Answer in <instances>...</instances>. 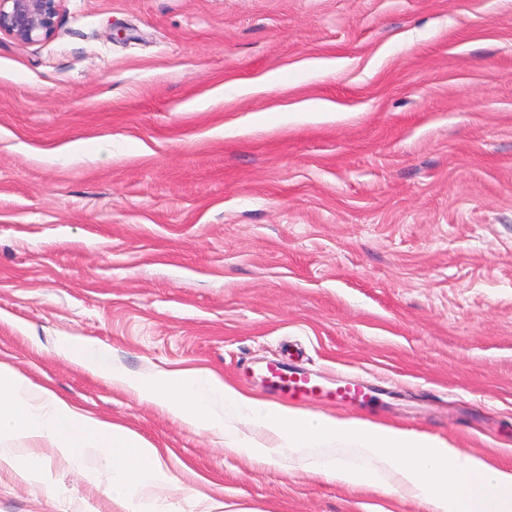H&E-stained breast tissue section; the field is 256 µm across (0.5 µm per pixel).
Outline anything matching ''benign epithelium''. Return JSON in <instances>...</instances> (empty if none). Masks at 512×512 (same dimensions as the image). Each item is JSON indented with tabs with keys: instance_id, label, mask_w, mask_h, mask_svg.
Here are the masks:
<instances>
[{
	"instance_id": "benign-epithelium-1",
	"label": "benign epithelium",
	"mask_w": 512,
	"mask_h": 512,
	"mask_svg": "<svg viewBox=\"0 0 512 512\" xmlns=\"http://www.w3.org/2000/svg\"><path fill=\"white\" fill-rule=\"evenodd\" d=\"M63 0H0V32L27 43L50 39Z\"/></svg>"
}]
</instances>
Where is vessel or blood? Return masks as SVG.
<instances>
[{"instance_id":"vessel-or-blood-1","label":"vessel or blood","mask_w":512,"mask_h":512,"mask_svg":"<svg viewBox=\"0 0 512 512\" xmlns=\"http://www.w3.org/2000/svg\"><path fill=\"white\" fill-rule=\"evenodd\" d=\"M261 376L271 390L282 393L298 403H304L317 397L338 404L361 403L370 394L369 387L362 382H348L327 388L309 376L286 372L277 364L265 366L261 371Z\"/></svg>"}]
</instances>
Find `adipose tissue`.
I'll use <instances>...</instances> for the list:
<instances>
[{
    "label": "adipose tissue",
    "mask_w": 512,
    "mask_h": 512,
    "mask_svg": "<svg viewBox=\"0 0 512 512\" xmlns=\"http://www.w3.org/2000/svg\"><path fill=\"white\" fill-rule=\"evenodd\" d=\"M59 349L86 370L132 389L184 423L223 434L252 458H297L305 471L340 484L371 486L421 501L427 512H512V467L428 434L313 414L244 393L209 369L135 376L112 366L94 341L62 338ZM252 426L255 436L228 426ZM49 442L88 480L109 472L125 512H144L151 488L171 476L158 448L135 432L85 415L47 386L0 364V438Z\"/></svg>",
    "instance_id": "adipose-tissue-1"
}]
</instances>
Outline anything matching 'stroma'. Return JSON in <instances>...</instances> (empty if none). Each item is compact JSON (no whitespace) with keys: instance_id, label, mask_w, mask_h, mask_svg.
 Wrapping results in <instances>:
<instances>
[{"instance_id":"stroma-1","label":"stroma","mask_w":512,"mask_h":512,"mask_svg":"<svg viewBox=\"0 0 512 512\" xmlns=\"http://www.w3.org/2000/svg\"><path fill=\"white\" fill-rule=\"evenodd\" d=\"M270 360L375 402L308 411L512 464V0H63L0 33V364L161 452L160 512H426L251 459L65 357ZM0 512H124L49 444ZM63 0H1L0 32L27 43L50 39Z\"/></svg>"}]
</instances>
